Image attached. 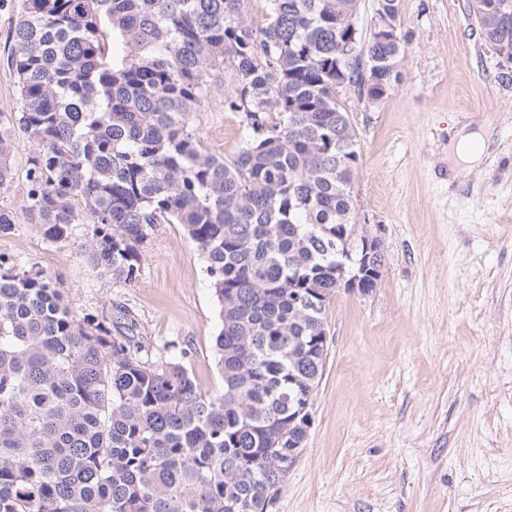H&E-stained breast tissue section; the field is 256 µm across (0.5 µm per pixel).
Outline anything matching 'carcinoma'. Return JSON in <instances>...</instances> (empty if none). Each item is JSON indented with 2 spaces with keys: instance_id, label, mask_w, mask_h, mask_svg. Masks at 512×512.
I'll return each instance as SVG.
<instances>
[{
  "instance_id": "obj_1",
  "label": "carcinoma",
  "mask_w": 512,
  "mask_h": 512,
  "mask_svg": "<svg viewBox=\"0 0 512 512\" xmlns=\"http://www.w3.org/2000/svg\"><path fill=\"white\" fill-rule=\"evenodd\" d=\"M10 65L20 111L0 116V187L13 125L33 140L24 219L69 238L82 206L89 265L132 282L155 224H180L220 317L224 384L151 361L137 336L79 316L42 269L0 260V512H269L302 451L322 379L336 254L354 225L357 132L338 96L377 103L405 55L400 0H375L395 35L353 30L358 0H17ZM482 43L512 62V0H468ZM112 30L107 38L104 28ZM255 136L226 160L194 117L211 71Z\"/></svg>"
}]
</instances>
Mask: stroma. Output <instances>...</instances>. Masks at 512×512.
<instances>
[{
  "label": "stroma",
  "instance_id": "obj_1",
  "mask_svg": "<svg viewBox=\"0 0 512 512\" xmlns=\"http://www.w3.org/2000/svg\"><path fill=\"white\" fill-rule=\"evenodd\" d=\"M16 19L15 0H0V113L18 107ZM400 20V82L376 104L342 97L361 147L355 221L383 243L381 278L330 301L313 424L269 512H512V84L466 0H400ZM233 86L231 69L215 70L195 118L204 150L227 159L248 134L224 109ZM460 123L490 139L453 178ZM12 141L0 206L19 210L35 145L19 128ZM89 222L57 242L17 224L0 256L58 278L76 314L128 311L154 362L184 350L201 389L221 393L217 303L181 225H154L128 284L80 256Z\"/></svg>",
  "mask_w": 512,
  "mask_h": 512
}]
</instances>
